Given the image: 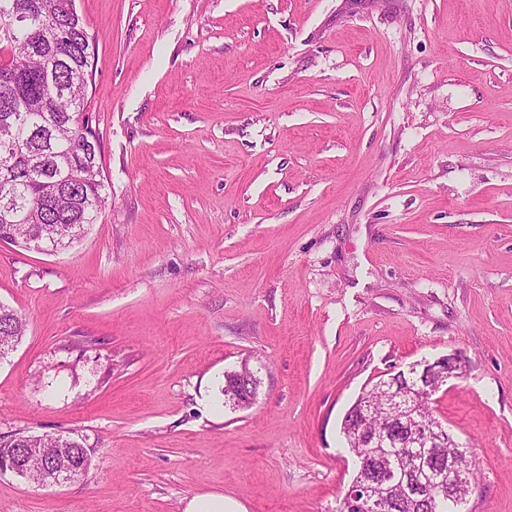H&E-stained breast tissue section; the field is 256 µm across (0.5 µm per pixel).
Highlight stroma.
<instances>
[{"label":"stroma","mask_w":512,"mask_h":512,"mask_svg":"<svg viewBox=\"0 0 512 512\" xmlns=\"http://www.w3.org/2000/svg\"><path fill=\"white\" fill-rule=\"evenodd\" d=\"M75 4L108 204L67 249L0 240L28 323L0 438L91 467L0 473V512H336L346 411L451 353L433 409L476 454L466 508L512 512V0ZM237 372L238 371H232V372H228L227 374H225V376H224V396L227 397L226 391L228 389H233V388L236 389L237 391L242 390V389L250 391L247 394L245 393L244 395H240L239 397H237L236 394H233V397L236 400L235 402L237 403V406L246 408L252 403V401L254 400V397L257 394L258 380L254 376L253 372L250 371L248 366H245L244 369L241 368L239 370V372H242L241 375H238ZM251 390H253V391H251ZM253 392L255 395L253 394ZM227 400H228V397H227ZM3 453H0V472L10 471L22 477L21 468L16 461L21 457L22 448H31L21 464L27 474L28 481L36 486L41 483L47 473L63 464L80 465L82 474L87 473L90 460L81 443L64 436L48 435H18L10 440L0 442ZM47 448H64L63 450H49ZM74 470L65 472H52L48 483L62 485L68 483V478ZM43 487V486H42ZM185 512H239L231 510L221 494H198L188 502Z\"/></svg>","instance_id":"obj_1"}]
</instances>
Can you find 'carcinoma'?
<instances>
[{"mask_svg":"<svg viewBox=\"0 0 512 512\" xmlns=\"http://www.w3.org/2000/svg\"><path fill=\"white\" fill-rule=\"evenodd\" d=\"M27 19L17 30L13 19ZM86 23L71 0H0V203L6 202L11 241L27 249L52 252L59 246L56 229L75 225L76 241L85 226L96 223L107 204L101 179V154L92 165L78 157L87 139L100 141L88 111L93 74L87 53ZM26 319L0 305V359L21 340ZM249 368L224 375V389L257 390ZM375 399L374 423L392 430L387 446L370 440L372 424L366 401ZM341 432L354 454L393 469L394 484L377 488L385 512H458L448 501V449L411 444V428L393 416L385 402L363 392L345 413ZM3 448H27L22 461L28 481L39 486L63 464L87 473L90 460L81 443L64 436L18 435Z\"/></svg>","mask_w":512,"mask_h":512,"instance_id":"carcinoma-1","label":"carcinoma"}]
</instances>
